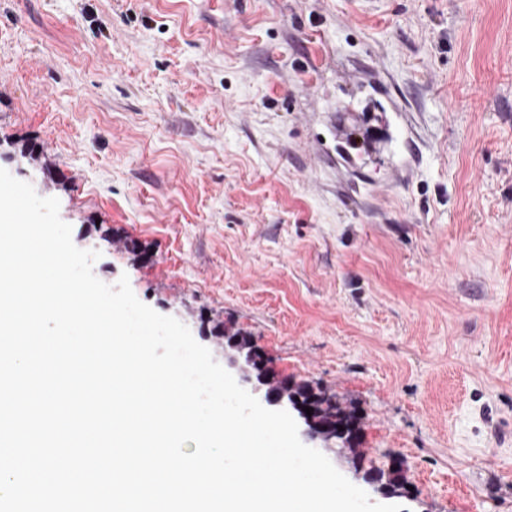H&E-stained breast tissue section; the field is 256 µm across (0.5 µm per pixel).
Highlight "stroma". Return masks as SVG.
<instances>
[{"instance_id":"35a3bbf8","label":"stroma","mask_w":512,"mask_h":512,"mask_svg":"<svg viewBox=\"0 0 512 512\" xmlns=\"http://www.w3.org/2000/svg\"><path fill=\"white\" fill-rule=\"evenodd\" d=\"M0 168L216 361L356 410L371 501L512 512V0H0ZM350 78L363 83H371L374 85V87L379 89L386 97L389 112H406L403 102L388 94V80L385 76L380 77L376 74H371L364 71H356L350 76Z\"/></svg>"}]
</instances>
